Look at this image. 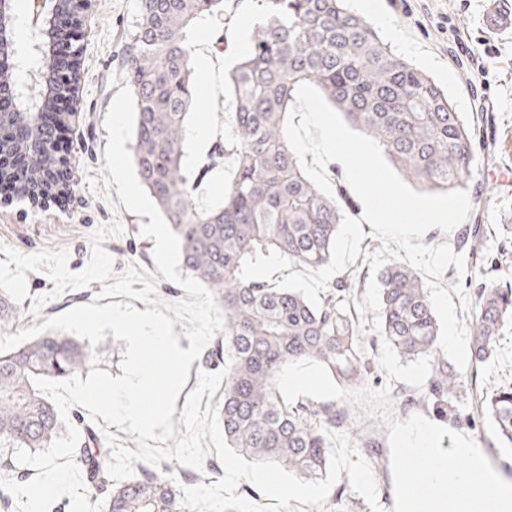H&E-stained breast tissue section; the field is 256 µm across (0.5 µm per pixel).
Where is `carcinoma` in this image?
Instances as JSON below:
<instances>
[{"label":"carcinoma","instance_id":"carcinoma-1","mask_svg":"<svg viewBox=\"0 0 512 512\" xmlns=\"http://www.w3.org/2000/svg\"><path fill=\"white\" fill-rule=\"evenodd\" d=\"M225 0H138L137 18L126 43L124 66L136 100L133 159L137 177L181 241L184 271L207 286L224 313L221 354L224 378L219 420L229 446L253 461L281 464L297 477H326L333 443L325 430L344 427L334 404H285L274 385L285 364L313 359L325 364L335 383L357 389L368 383L372 362L359 339V323L347 305L346 277L313 309L301 294L255 276L270 257L290 266L318 268L330 262V247L342 217L343 195L321 193L301 171L284 137L296 89L309 83L363 134L374 139L403 179L429 191L467 189L472 177L476 132L455 110L448 90L397 55L347 0H256L260 21L248 46L224 82L233 101L231 137L217 142L210 167L231 157L234 166L224 198L199 209L195 183L204 171L183 164L186 126L195 106L192 42L199 22L224 23ZM47 69L33 61L29 45L16 50L15 64L0 62V85L33 109L50 106L33 92L39 83L20 77ZM79 71L54 73V93L72 95ZM0 137V180L15 196L53 192L47 176L55 159L53 127L40 125L38 144L27 147L25 128L5 120ZM468 281L482 274L481 227L464 230ZM383 336L403 360L428 357L432 375L424 398L444 416L460 375L440 359L439 323L428 289L416 272L399 262L379 276ZM469 321L468 365H491L501 333L512 325V282L479 284ZM19 305L0 290V334L12 331ZM89 343L47 331L0 353V470L24 482L19 449L44 450L66 427L33 377L65 380L92 366ZM487 441L512 448V385L499 387L486 403ZM111 449L92 427H82L75 461L86 474L89 500L105 499L104 512H185L179 486L152 465L140 463L132 478L111 480Z\"/></svg>","mask_w":512,"mask_h":512}]
</instances>
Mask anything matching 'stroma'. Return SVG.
I'll return each instance as SVG.
<instances>
[{"label": "stroma", "mask_w": 512, "mask_h": 512, "mask_svg": "<svg viewBox=\"0 0 512 512\" xmlns=\"http://www.w3.org/2000/svg\"><path fill=\"white\" fill-rule=\"evenodd\" d=\"M137 0H96L92 14L81 27L82 83L76 108L79 117L71 126L70 167L78 181L66 207L49 205L35 208L9 198L0 200V243L23 253L43 248L58 250L67 247L70 253L68 268L81 271L91 254L89 236L103 223L120 222L125 233L109 238L103 247L114 259L113 270L122 273L128 264L142 265L155 270L153 239L141 236V216L125 207H113L90 190L87 180L99 177L105 166V148L108 132L104 121L110 104L126 84L123 65L128 34L137 15ZM254 0H229L223 52H215V30L201 25L194 39V59L206 60L208 75H195V83L209 81L207 91L197 92L196 106L189 118V127L207 123L208 140L188 135L186 162L193 169H201L209 162L211 149L230 129L232 105L224 95V77L237 61L248 38L238 26L239 16L255 11ZM485 0H377L380 16L376 27L398 54L426 71L448 94L456 111L474 118L478 128L475 172L469 184V196L484 197L485 209L470 214L469 223L483 227L484 276L483 283L512 280V185L501 182L502 176L512 177V31L491 30L483 22ZM480 62L482 73L471 69V62ZM329 178L335 189L344 192L351 204V215L360 219L365 234L360 244L362 254L346 272L353 278L351 301H362L370 277V264L364 252L382 247L383 242L373 233L369 223L363 222V206L344 179L340 163L327 165ZM28 298L20 311L19 328L38 325L40 318L65 312L73 306L92 303L103 285L92 282L89 287L66 291L49 301L40 316L29 314L35 296L54 288L53 282L42 273H28ZM374 389L389 387L394 401V412L399 420L420 413L435 419L432 408L418 397V389L390 379L382 367L379 347L371 351ZM461 385L450 403L467 422L456 426L446 420V427H458L461 434L479 440L487 421L483 400L498 387L512 383V328L504 331L499 342L496 362L478 372L464 368L460 371ZM337 409L350 413L357 423L360 436L355 441L359 455L373 471L377 486V500L383 512H392L394 492L390 468L389 430L381 419L365 415L359 406L337 402Z\"/></svg>", "instance_id": "35a3bbf8"}]
</instances>
